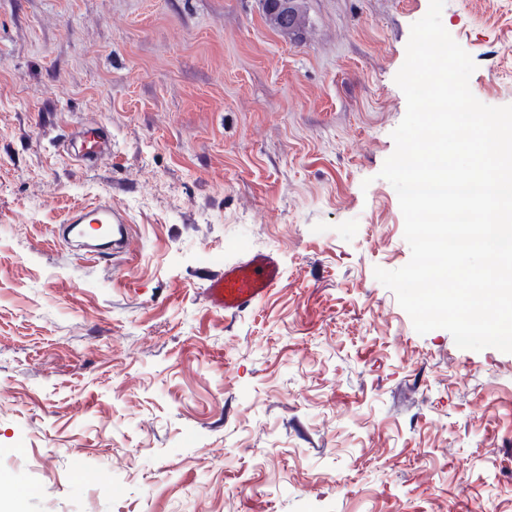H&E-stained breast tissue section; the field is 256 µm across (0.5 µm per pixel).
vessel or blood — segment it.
Returning <instances> with one entry per match:
<instances>
[{
    "label": "vessel or blood",
    "instance_id": "1",
    "mask_svg": "<svg viewBox=\"0 0 512 512\" xmlns=\"http://www.w3.org/2000/svg\"><path fill=\"white\" fill-rule=\"evenodd\" d=\"M78 155L88 163L98 162L112 153V139L106 129L97 123H84L75 131ZM89 224L103 228L108 238L107 254L135 253L128 217L112 207L111 203L97 200L75 207L62 225V238L75 250L97 254V243L90 241L85 227ZM277 259L266 252L249 254L246 259L211 272L206 296L215 309L235 313L253 305L280 281Z\"/></svg>",
    "mask_w": 512,
    "mask_h": 512
}]
</instances>
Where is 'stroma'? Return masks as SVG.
<instances>
[{
	"mask_svg": "<svg viewBox=\"0 0 512 512\" xmlns=\"http://www.w3.org/2000/svg\"><path fill=\"white\" fill-rule=\"evenodd\" d=\"M429 0H0V512H512V354L418 334L375 268ZM472 93L512 104V0H446ZM112 136L84 166L79 123ZM124 211L135 258L68 249ZM282 279L232 316L200 270ZM264 9V15L275 13L279 9L284 10L281 15L282 19L288 16L287 34H298L304 23V17L301 11V0H261ZM288 1V2H287ZM128 217L112 207L106 201L96 200L90 204L75 207L69 212L61 225L62 238L75 250L94 255L99 253V245L87 239L83 224H98L103 228L109 239L105 251L107 255L135 254L136 248L132 241Z\"/></svg>",
	"mask_w": 512,
	"mask_h": 512,
	"instance_id": "1",
	"label": "stroma"
}]
</instances>
